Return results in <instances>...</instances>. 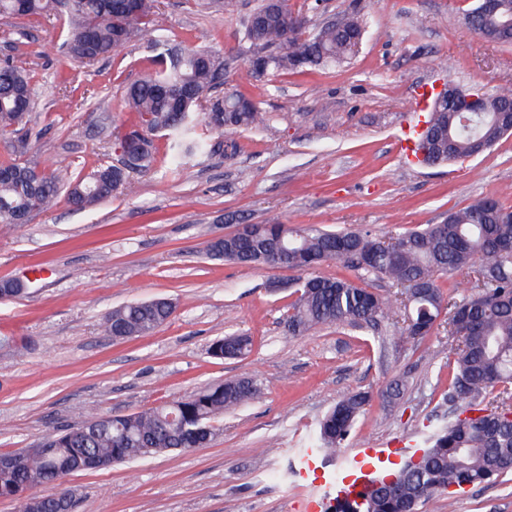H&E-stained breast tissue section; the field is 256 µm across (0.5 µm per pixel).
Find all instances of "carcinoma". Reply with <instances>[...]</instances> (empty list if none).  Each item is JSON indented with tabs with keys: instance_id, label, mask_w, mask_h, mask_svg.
I'll return each mask as SVG.
<instances>
[{
	"instance_id": "1",
	"label": "carcinoma",
	"mask_w": 512,
	"mask_h": 512,
	"mask_svg": "<svg viewBox=\"0 0 512 512\" xmlns=\"http://www.w3.org/2000/svg\"><path fill=\"white\" fill-rule=\"evenodd\" d=\"M0 0V17H45L65 32L63 48L75 61L91 64L116 48L154 31L161 0ZM288 4L259 0L244 21L243 40L251 55L268 59L264 69L248 68L261 79L271 72L315 69L351 58L362 42L363 19L348 15L337 24H323L311 33L288 27ZM467 28L483 30L480 37L512 45V24L473 9L464 17ZM147 73L128 84L124 108L132 120L124 135L136 139L131 157L120 166L102 164L87 174L67 167L48 170L28 157L35 104L33 76L13 59L0 60V130L13 134L8 156L0 159V224H22L33 215L65 202L85 210L112 197L133 172H147L156 162L154 137L165 139L167 161L180 166L189 158L214 152L212 135L257 129L267 113L252 98L238 92L215 93L224 85V56L207 49L168 40L153 44ZM512 103V89L489 95L488 112L465 124L448 102L432 104L419 142H429L423 163H445L479 155L501 137L494 110ZM293 254L290 268L309 271L334 261L357 272L362 284L345 278L311 275L299 282L291 304L288 328L301 333L319 325L374 324L389 317L392 306L365 282L385 277L404 290L403 334L422 340L448 311V335L457 337L448 358V400L466 403L448 426L436 433L420 466L409 461L395 473L399 493L374 495L354 512H405L419 503L478 486L512 472V210L492 197L475 200L448 215L443 226L432 224L395 237H372L356 231L295 229L273 216L261 226V236L247 246L235 238L217 236L206 254L233 264L278 265L282 247ZM473 274V291L444 293L440 278ZM174 305L167 299L136 302L113 309L102 326L115 340L154 332L167 323ZM247 336L214 341V358L242 357L251 351ZM259 393L251 378L226 380L179 401L127 415L97 414L43 441L45 451L29 457L22 469L0 466V498L15 499L19 512H59L53 494L38 487L56 484L81 470L85 462L106 459L112 464L157 453L202 448L215 436V419L224 411L253 400ZM371 401L358 391L336 402L319 423L311 446L326 455L351 435L357 417Z\"/></svg>"
}]
</instances>
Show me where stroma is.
Listing matches in <instances>:
<instances>
[{"label":"stroma","mask_w":512,"mask_h":512,"mask_svg":"<svg viewBox=\"0 0 512 512\" xmlns=\"http://www.w3.org/2000/svg\"><path fill=\"white\" fill-rule=\"evenodd\" d=\"M290 2L311 28L359 11L366 27L356 55L254 80L241 30L257 0H233L220 13L163 0L158 33L222 53L225 89L253 97L267 124L224 134L215 153L182 168L156 164L85 211L61 203L0 227V283L29 282L25 293L0 298V453L37 447L93 412L128 414L229 378L247 376L260 388L219 418L206 447L66 476L60 488L74 512H304L300 450L343 396L373 394L344 453L366 439L426 448L457 410L448 399L446 328L421 341L386 321L291 334L298 271L228 265L209 259L205 244L273 214L291 226L389 237L442 223L482 196L512 209V135L480 156L436 165L406 160L397 145L415 91L512 86V46L465 27L477 0ZM148 45L136 41L85 65L65 54L55 21L0 17V57L34 74L30 125L42 136L31 156L81 173L117 162L124 90L143 75ZM103 101L108 138L97 134ZM155 298L176 309L151 335L115 341L102 332L112 309ZM230 335L251 337L250 353L211 357L213 340ZM419 512H512V474Z\"/></svg>","instance_id":"35a3bbf8"}]
</instances>
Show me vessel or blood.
I'll return each instance as SVG.
<instances>
[{
  "mask_svg": "<svg viewBox=\"0 0 512 512\" xmlns=\"http://www.w3.org/2000/svg\"><path fill=\"white\" fill-rule=\"evenodd\" d=\"M404 453V448L396 445L381 448L371 442H363L353 449L336 475L325 482L322 493L308 496L307 512H326L328 504L335 501L362 503L384 464L393 462Z\"/></svg>",
  "mask_w": 512,
  "mask_h": 512,
  "instance_id": "obj_1",
  "label": "vessel or blood"
}]
</instances>
